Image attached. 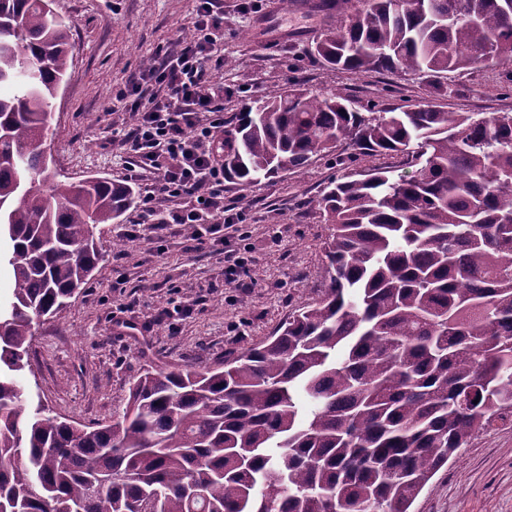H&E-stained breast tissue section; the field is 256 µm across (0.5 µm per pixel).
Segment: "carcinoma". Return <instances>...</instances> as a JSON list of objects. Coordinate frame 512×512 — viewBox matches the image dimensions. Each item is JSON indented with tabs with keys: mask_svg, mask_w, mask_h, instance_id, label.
Segmentation results:
<instances>
[{
	"mask_svg": "<svg viewBox=\"0 0 512 512\" xmlns=\"http://www.w3.org/2000/svg\"><path fill=\"white\" fill-rule=\"evenodd\" d=\"M319 60L437 76L512 59V0H320ZM52 0H0V512H410L473 434L512 423V112L355 111L277 88L224 131V179L299 171L344 142L402 155L328 186L321 295L258 345L142 374L122 417L88 430L24 414L35 318L88 281L94 228L136 204L105 177L58 181L40 149L72 59ZM53 183L43 194L37 184Z\"/></svg>",
	"mask_w": 512,
	"mask_h": 512,
	"instance_id": "1",
	"label": "carcinoma"
}]
</instances>
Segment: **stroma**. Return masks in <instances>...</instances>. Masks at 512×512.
Instances as JSON below:
<instances>
[{
    "mask_svg": "<svg viewBox=\"0 0 512 512\" xmlns=\"http://www.w3.org/2000/svg\"><path fill=\"white\" fill-rule=\"evenodd\" d=\"M224 121L265 100L277 86L301 83L338 94L361 112L427 102L448 111H512V64L489 63L433 78L382 71L353 74L315 59L330 23L320 13L284 10L281 0H223ZM71 27L72 63L53 105L55 135L44 149L61 180L95 174L125 182L127 157L112 131L130 113L111 111L160 52L190 37L196 0H55ZM333 154L302 172L249 185L225 183L224 206L239 212L250 260L248 289L224 283V247L194 245L180 224L138 230L139 207L95 228L101 260L65 308L34 325L19 374L27 408L97 427L121 416L129 388L145 370L214 367L225 355L263 341L295 308L323 289L326 216L318 205L338 176ZM412 512H512V425L477 432L421 491Z\"/></svg>",
    "mask_w": 512,
    "mask_h": 512,
    "instance_id": "stroma-1",
    "label": "stroma"
}]
</instances>
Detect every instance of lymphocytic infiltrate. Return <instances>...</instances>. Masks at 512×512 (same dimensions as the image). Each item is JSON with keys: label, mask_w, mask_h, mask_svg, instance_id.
Wrapping results in <instances>:
<instances>
[{"label": "lymphocytic infiltrate", "mask_w": 512, "mask_h": 512, "mask_svg": "<svg viewBox=\"0 0 512 512\" xmlns=\"http://www.w3.org/2000/svg\"><path fill=\"white\" fill-rule=\"evenodd\" d=\"M218 8V0H198L194 36L157 55L114 101L134 117L118 133L132 176L150 175L177 203L168 223L232 230L242 218L224 208V85L214 78L223 58L212 20Z\"/></svg>", "instance_id": "obj_1"}]
</instances>
